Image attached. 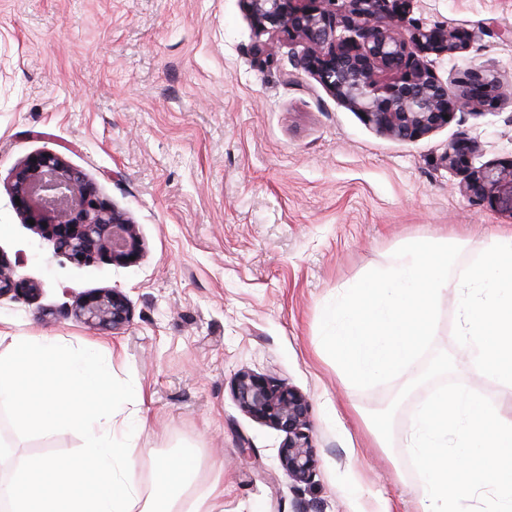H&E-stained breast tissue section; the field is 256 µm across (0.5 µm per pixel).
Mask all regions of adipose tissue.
<instances>
[{"label": "adipose tissue", "mask_w": 512, "mask_h": 512, "mask_svg": "<svg viewBox=\"0 0 512 512\" xmlns=\"http://www.w3.org/2000/svg\"><path fill=\"white\" fill-rule=\"evenodd\" d=\"M13 352L0 356V405L14 411L24 434L63 425L81 429L80 454L34 458L0 480V503L9 512H224V489L201 480L199 451L176 449L157 460L153 482L136 479L138 458L117 420L122 386L85 355L46 336L6 333Z\"/></svg>", "instance_id": "1"}]
</instances>
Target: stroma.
I'll return each instance as SVG.
<instances>
[{
  "label": "stroma",
  "mask_w": 512,
  "mask_h": 512,
  "mask_svg": "<svg viewBox=\"0 0 512 512\" xmlns=\"http://www.w3.org/2000/svg\"><path fill=\"white\" fill-rule=\"evenodd\" d=\"M429 25L486 29L451 55L427 56L444 82L481 66L512 77V0H415ZM241 0H0V253L36 299L0 298V319L107 365L123 383L135 448L200 452L224 480V512H419L426 492L409 459L414 415L432 391L401 389L424 368L356 388L320 339L325 306L414 240H468V265L512 217L473 204L442 157L460 134L474 165L512 157V103L459 113L412 142L392 139L293 69L300 45L255 54ZM57 153L136 224L145 254L80 266L24 223L7 191L15 168ZM117 288L132 318L119 333L81 323L78 295ZM460 290L439 301L434 348L454 380L512 418V386L481 374L454 340ZM242 370L308 399L316 469L289 479L284 438L231 394ZM396 406L393 441L372 413ZM0 474L82 446L62 426L19 436Z\"/></svg>",
  "instance_id": "stroma-1"
}]
</instances>
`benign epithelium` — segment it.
I'll list each match as a JSON object with an SVG mask.
<instances>
[{"label":"benign epithelium","instance_id":"obj_1","mask_svg":"<svg viewBox=\"0 0 512 512\" xmlns=\"http://www.w3.org/2000/svg\"><path fill=\"white\" fill-rule=\"evenodd\" d=\"M414 0H242L255 37L254 50L268 51L262 37L304 44L294 67L309 73L332 97L360 112L365 122L396 140L413 141L448 124L457 113L494 111L512 94V79L470 69L454 92L425 63L428 55L452 54L485 34L479 26L458 30L425 26L411 18ZM477 140L461 134L448 143L444 162L462 176L461 191L512 217V158L473 166ZM12 197L24 220L78 265L101 258L127 266L143 257V242L125 213L100 199L83 174L54 152L29 158L15 170ZM135 260H130V257ZM33 281H18L0 256V297L33 299ZM74 315L95 330L119 331L131 320L127 296L103 289L75 302ZM238 406L285 434L278 458L286 476L308 480L316 467L309 403L293 386L241 371L231 384Z\"/></svg>","mask_w":512,"mask_h":512}]
</instances>
